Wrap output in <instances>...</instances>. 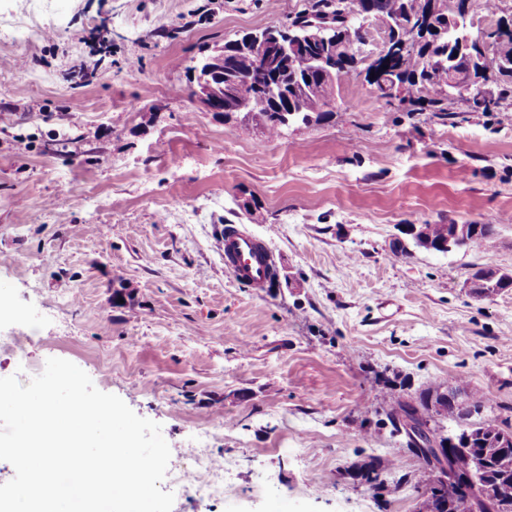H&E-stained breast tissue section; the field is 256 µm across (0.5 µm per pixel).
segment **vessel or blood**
I'll return each instance as SVG.
<instances>
[{"instance_id": "vessel-or-blood-1", "label": "vessel or blood", "mask_w": 512, "mask_h": 512, "mask_svg": "<svg viewBox=\"0 0 512 512\" xmlns=\"http://www.w3.org/2000/svg\"><path fill=\"white\" fill-rule=\"evenodd\" d=\"M218 239L233 280L256 290L269 287L274 259L265 238L229 224L220 227Z\"/></svg>"}]
</instances>
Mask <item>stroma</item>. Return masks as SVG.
I'll use <instances>...</instances> for the list:
<instances>
[{"label":"stroma","mask_w":512,"mask_h":512,"mask_svg":"<svg viewBox=\"0 0 512 512\" xmlns=\"http://www.w3.org/2000/svg\"><path fill=\"white\" fill-rule=\"evenodd\" d=\"M312 3L0 0L34 14L0 35V337L26 331L32 371L68 360L159 423L172 461L211 429L233 483L172 512H420L432 475L390 406L462 379L512 423V290L468 288L485 260L512 273V93L486 114L402 106L359 69L332 118L270 138L188 92L197 59ZM221 224L266 238L274 287L226 273ZM404 224L497 234L486 255L398 259ZM374 458L397 493L356 477Z\"/></svg>","instance_id":"stroma-1"}]
</instances>
